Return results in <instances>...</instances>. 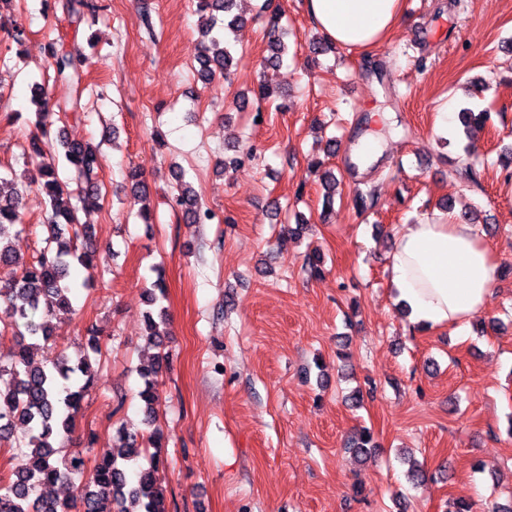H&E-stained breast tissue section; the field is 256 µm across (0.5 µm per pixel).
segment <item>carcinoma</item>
I'll list each match as a JSON object with an SVG mask.
<instances>
[{"label": "carcinoma", "mask_w": 512, "mask_h": 512, "mask_svg": "<svg viewBox=\"0 0 512 512\" xmlns=\"http://www.w3.org/2000/svg\"><path fill=\"white\" fill-rule=\"evenodd\" d=\"M273 0H265L268 12L270 55L261 66L276 67L288 52L285 39L288 29L280 25L281 12L271 8ZM236 0H196V12L202 27V41L196 56L198 75L207 83L217 75L229 77L235 47L228 33L241 24L233 14ZM88 0H67L63 4L73 22L82 21ZM55 79L79 89L86 63L84 53L51 44L47 49ZM31 103L36 106L37 126L45 129L54 111H76L80 98L64 105L51 103L44 87H31ZM64 157L74 173L76 188L59 178L54 159L47 157L45 143L34 135L23 156L35 165L28 182L39 185L50 205L47 227L49 237L32 264L7 283L0 284V445L21 459L10 474H0V512H168L167 489L159 473L157 453L162 447L163 433L155 426L153 402L157 397L158 377L168 369L170 352L166 350L165 332L153 317L146 316L150 344L159 348L153 363L141 369L143 388L139 398L144 403V430L124 431L122 450L92 448L88 445L73 450L69 446L72 429L82 402L94 387L93 363L102 357L101 330L87 329L88 345L72 359L64 347H52L44 363L32 360L33 351L49 347L51 319L76 313L71 299L76 285L70 280L71 269L94 268L98 259L92 235L78 223L79 209L98 204L101 193L97 179V148L89 143H71L59 137ZM132 178L130 197L140 205L143 223H151L144 202L150 191L137 169L128 172ZM72 196L76 203L65 205L62 196ZM22 192L14 188V196H0V265H11L16 259L15 242L7 227L22 223ZM181 218L189 224H203L211 210L202 206L194 192L183 182L173 196ZM23 426V434L15 436V428ZM95 454L94 465L87 468L88 455ZM88 473L70 500L46 496L41 489L77 473Z\"/></svg>", "instance_id": "cac0c4a2"}]
</instances>
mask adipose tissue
<instances>
[{"mask_svg":"<svg viewBox=\"0 0 512 512\" xmlns=\"http://www.w3.org/2000/svg\"><path fill=\"white\" fill-rule=\"evenodd\" d=\"M305 11L325 40L367 55L400 22L404 0H305ZM498 268L478 228L452 212L395 228L387 257L411 323L424 330L451 326L461 336L491 299Z\"/></svg>","mask_w":512,"mask_h":512,"instance_id":"ef3b65f1","label":"adipose tissue"}]
</instances>
